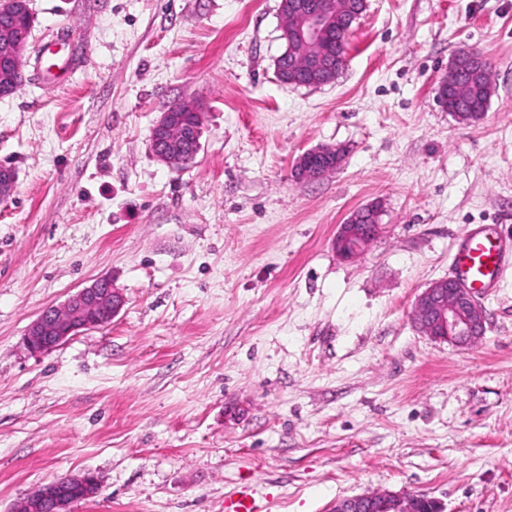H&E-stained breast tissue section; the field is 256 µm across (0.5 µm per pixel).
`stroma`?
<instances>
[{
    "label": "stroma",
    "instance_id": "35a3bbf8",
    "mask_svg": "<svg viewBox=\"0 0 512 512\" xmlns=\"http://www.w3.org/2000/svg\"><path fill=\"white\" fill-rule=\"evenodd\" d=\"M281 0H31L24 82L0 97V512L90 472L73 512H263L425 493L512 512V271L479 295L483 339L424 335L413 302L461 233L512 239V0H367L331 84L279 82ZM473 49L495 93L462 124L437 101ZM191 102L201 148L149 150ZM339 168L296 176L310 149ZM381 207L357 259L332 239ZM108 277L112 321L45 354V307ZM176 112H194L202 120L197 106L176 103L161 112L150 134V150L155 159L172 169L187 166L200 150L199 126L188 130L176 121ZM322 149L323 148L308 150L298 158L296 163V171L300 176L310 179H319L337 169V167L343 161L344 151L340 148H328L325 151H322ZM317 150H320L321 153L328 152L333 156L336 155V163L324 167H313L310 164V160L312 159L310 154L311 152ZM255 487L251 482L237 485L234 492L224 498L225 512H257Z\"/></svg>",
    "mask_w": 512,
    "mask_h": 512
}]
</instances>
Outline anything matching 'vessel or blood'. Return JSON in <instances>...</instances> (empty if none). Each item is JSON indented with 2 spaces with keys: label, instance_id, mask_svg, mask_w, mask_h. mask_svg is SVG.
<instances>
[{
  "label": "vessel or blood",
  "instance_id": "vessel-or-blood-1",
  "mask_svg": "<svg viewBox=\"0 0 512 512\" xmlns=\"http://www.w3.org/2000/svg\"><path fill=\"white\" fill-rule=\"evenodd\" d=\"M512 267V244L489 234L486 228L463 233L456 247L452 277L472 293L483 294L496 288ZM224 512H256L255 487L243 482L224 499Z\"/></svg>",
  "mask_w": 512,
  "mask_h": 512
}]
</instances>
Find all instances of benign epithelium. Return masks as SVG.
Wrapping results in <instances>:
<instances>
[{
	"label": "benign epithelium",
	"instance_id": "obj_1",
	"mask_svg": "<svg viewBox=\"0 0 512 512\" xmlns=\"http://www.w3.org/2000/svg\"><path fill=\"white\" fill-rule=\"evenodd\" d=\"M30 0H0V96L10 95L19 88L18 76L23 70L30 46L32 15ZM293 24L289 38L307 50L308 61L301 74L318 79L317 72L326 69L315 50L324 45L334 27L336 13L328 0H282ZM18 13L27 15L25 27L7 24L4 17ZM200 113L197 106L176 103L160 113L150 134V150L155 159L172 169L187 166L200 150L198 130H188L176 121V113ZM336 163L324 167L310 164L311 151L297 160L296 171L304 177L319 179L337 169L344 151L328 148ZM15 185L13 170L0 167V201L7 199ZM374 205L353 210L337 225L332 239L336 254L346 260L362 254L377 236L380 224H361L362 215H374ZM124 305L123 296L109 279H97L71 295L60 307H48L28 326L24 343L35 354L49 352L78 333L94 329L112 320ZM414 322L425 335L466 348L477 343L485 334L486 315L471 292L450 278L431 282L415 299ZM66 480L80 486L91 496L98 490V479L87 472L68 476ZM72 501L53 480L37 487L19 505L28 512H71ZM331 512H443L439 502L425 495H410L393 491H374L336 501Z\"/></svg>",
	"mask_w": 512,
	"mask_h": 512
}]
</instances>
